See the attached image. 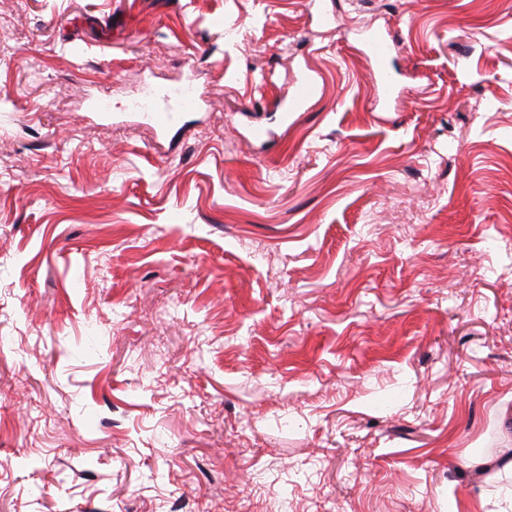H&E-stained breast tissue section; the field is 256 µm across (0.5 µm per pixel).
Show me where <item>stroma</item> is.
<instances>
[{
	"label": "stroma",
	"instance_id": "obj_1",
	"mask_svg": "<svg viewBox=\"0 0 512 512\" xmlns=\"http://www.w3.org/2000/svg\"><path fill=\"white\" fill-rule=\"evenodd\" d=\"M511 460L512 0H0V512H512ZM370 53L375 64L373 74L383 87L386 95L391 97L395 91V80L392 74L385 68V60L389 53V43L379 38H371L368 42ZM179 95L180 101L177 103V108L190 109L196 105L197 96L193 90H181ZM176 107H173L168 103L154 106L152 112H150L154 123L159 127L167 126L174 118V112H176Z\"/></svg>",
	"mask_w": 512,
	"mask_h": 512
}]
</instances>
